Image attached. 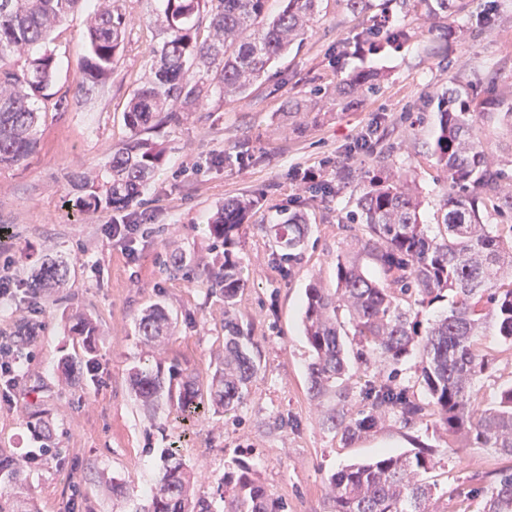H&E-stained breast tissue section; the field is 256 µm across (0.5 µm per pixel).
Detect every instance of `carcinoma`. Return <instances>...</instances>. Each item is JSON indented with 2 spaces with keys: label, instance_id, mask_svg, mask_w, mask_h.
Returning <instances> with one entry per match:
<instances>
[{
  "label": "carcinoma",
  "instance_id": "carcinoma-1",
  "mask_svg": "<svg viewBox=\"0 0 512 512\" xmlns=\"http://www.w3.org/2000/svg\"><path fill=\"white\" fill-rule=\"evenodd\" d=\"M83 0H0V166L22 163L37 143L35 102L46 99L57 62L48 50L25 59L14 54L41 46L51 29ZM165 37L149 81L138 88L123 112L130 139L114 149L101 180L84 184L88 208L125 209L140 196L165 163L157 130L182 112H191L210 94L237 96L268 74L273 61L303 43L321 0H284L269 15V0H161ZM356 14L371 15L359 42L381 45L373 24L383 8L395 4L427 20L463 8L459 0H345ZM208 18L209 39L198 41L200 19ZM121 14H100L87 32L89 53L78 84L85 90L112 74L125 39ZM374 73H359L336 84L331 101L345 111L357 96L378 91ZM439 130L432 156L448 177L449 192L436 213V224H424L420 202L400 177L387 170L369 178L356 199L353 223L366 235L352 250L336 256V287L308 284L303 327L313 353L309 394L333 402L325 424L349 441L374 432L389 419L409 430L428 418L435 426L473 448H494L512 459V383L501 388L493 405L479 407L472 391L475 377L491 365L476 336L491 327L498 341L512 349V224H487L492 212H512V175L496 167L495 157L472 132L473 116L497 113L512 125V103L502 97H480L465 86L438 103ZM257 205L252 198L224 204L207 225L214 243L224 246L197 278L212 294L224 298V358L209 386L211 405L229 412L245 399L260 369V357L238 314V298L247 275L236 254L244 220ZM262 229L294 258L308 234L304 215L290 213ZM364 254L382 271L373 279L360 265ZM68 263L47 259L31 273L35 289L66 280ZM448 302L447 311L423 325L419 308ZM164 309H147L137 334L153 341L169 331ZM421 352L416 385L378 381L371 367L396 370L415 350ZM137 399L154 406L167 397L168 413L181 420L198 415L201 394L193 379L178 368L168 378L148 367L135 369ZM434 466L433 450L417 447L402 455H381L351 463L331 474L330 512H448L453 496L439 497L423 479ZM233 496L224 512H286L246 464L226 477ZM0 512H34L31 499L0 489ZM147 512H211V504L194 498L181 463L164 464ZM474 512H512V466L494 473Z\"/></svg>",
  "mask_w": 512,
  "mask_h": 512
}]
</instances>
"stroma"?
<instances>
[{"instance_id": "stroma-1", "label": "stroma", "mask_w": 512, "mask_h": 512, "mask_svg": "<svg viewBox=\"0 0 512 512\" xmlns=\"http://www.w3.org/2000/svg\"><path fill=\"white\" fill-rule=\"evenodd\" d=\"M486 0L465 7L432 28L413 13L393 12V25L410 29L409 41L376 54L356 53L366 17L342 0H322L304 43L277 58L269 79L245 93L204 99L162 131L167 160L138 200L150 232L127 259L103 227L112 209L85 210L82 181L95 180L113 149L127 140L122 114L133 92L151 76L163 39L159 0H90L50 34L46 48L59 69L47 101L39 102L37 146L16 166L0 168V246L27 279L44 259L61 257L70 273L63 286L24 290L0 302V336L35 329L26 348L23 394L0 405V455L17 479L11 489L37 501L39 512H142L169 449H177L194 478L196 496L224 512V474L236 461L254 465L268 493L287 512H330L327 479L343 466L399 454L413 441L434 446L427 478L461 506L477 505L481 477L506 464L491 448H451L448 437L425 421L406 431L385 423L377 432L345 442L324 423L325 409L311 398L309 345L301 318L305 289L315 279L336 285L337 254L349 251L361 228L346 223L367 174L390 168L415 186L420 215L432 223L448 194V181L432 149L437 99L468 83L480 95L512 92V0H495L491 23L474 19ZM121 13L126 39L111 77L88 92L77 89L88 53L85 38L98 14ZM365 70L381 72L377 95L359 98L346 112H297L295 103L315 89ZM488 151L512 160V128L497 114L475 117ZM369 135L370 150L357 141ZM298 168L315 173L311 183ZM242 195L258 206L243 229L238 255L248 283L238 302L244 326L261 352V370L248 397L225 415L200 411L173 419L166 402L148 408L136 399L132 368L179 366L200 386L211 381L224 355V302L174 270V257L207 264L214 252L205 227L224 203ZM282 211L305 214L308 240L301 256L284 259L263 231ZM169 314L171 334L148 343L135 323L153 304ZM92 318L98 329L97 377L69 381L62 357H86V344L64 328L71 315ZM491 368L476 384L488 406L512 382V350L494 337L481 339ZM45 409L50 436L34 434L35 409Z\"/></svg>"}]
</instances>
